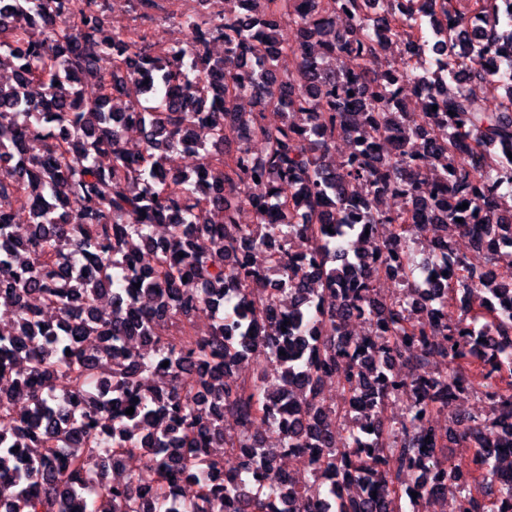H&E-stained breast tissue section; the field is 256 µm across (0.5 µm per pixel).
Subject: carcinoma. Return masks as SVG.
Listing matches in <instances>:
<instances>
[{"mask_svg":"<svg viewBox=\"0 0 512 512\" xmlns=\"http://www.w3.org/2000/svg\"><path fill=\"white\" fill-rule=\"evenodd\" d=\"M234 4L205 27L180 18L190 45L151 52L107 31L99 0H0V512H425L459 478L450 442L476 463L458 512H504L512 276L491 244L512 247V0ZM394 43L401 69L367 67ZM404 84L424 111H407ZM342 144L336 170L326 159ZM182 152L202 163L178 169ZM257 181L265 194L244 191ZM457 218L470 254L440 239L443 257L416 261L411 231ZM258 251L277 277L253 265ZM382 273L404 293L379 296ZM207 311L224 313L208 338L164 335ZM353 317L369 325L361 339L344 336ZM255 355L276 373L239 380ZM411 357L404 377L393 360ZM434 358L447 367L427 371ZM474 373L489 416L456 409ZM330 377L349 415L341 442ZM399 395L406 417L389 420ZM228 413L226 469L213 449ZM279 448L303 449L313 481L280 475ZM134 458L150 473L108 480Z\"/></svg>","mask_w":512,"mask_h":512,"instance_id":"carcinoma-1","label":"carcinoma"}]
</instances>
